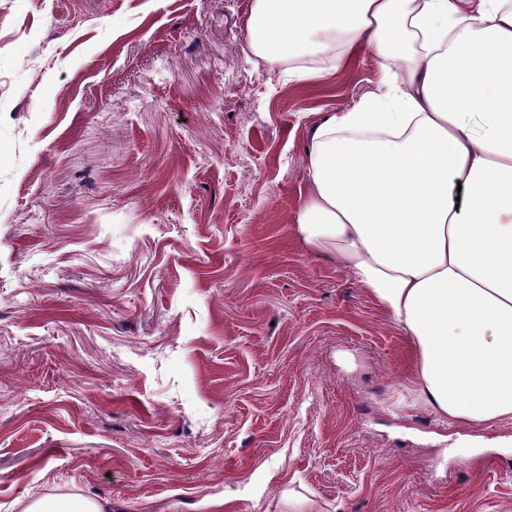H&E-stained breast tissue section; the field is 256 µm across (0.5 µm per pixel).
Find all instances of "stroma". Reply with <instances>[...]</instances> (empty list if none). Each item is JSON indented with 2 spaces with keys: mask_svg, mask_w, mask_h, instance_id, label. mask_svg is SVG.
<instances>
[{
  "mask_svg": "<svg viewBox=\"0 0 512 512\" xmlns=\"http://www.w3.org/2000/svg\"><path fill=\"white\" fill-rule=\"evenodd\" d=\"M253 0H0V512H512V422L395 412L405 340L296 242L308 115ZM26 512H109V509L106 501L71 496L37 499Z\"/></svg>",
  "mask_w": 512,
  "mask_h": 512,
  "instance_id": "1",
  "label": "stroma"
}]
</instances>
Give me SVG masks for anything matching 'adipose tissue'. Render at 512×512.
<instances>
[{"mask_svg":"<svg viewBox=\"0 0 512 512\" xmlns=\"http://www.w3.org/2000/svg\"><path fill=\"white\" fill-rule=\"evenodd\" d=\"M250 55L382 74L308 128L298 244L331 254L408 345L396 407L512 421V0H253Z\"/></svg>","mask_w":512,"mask_h":512,"instance_id":"obj_1","label":"adipose tissue"}]
</instances>
